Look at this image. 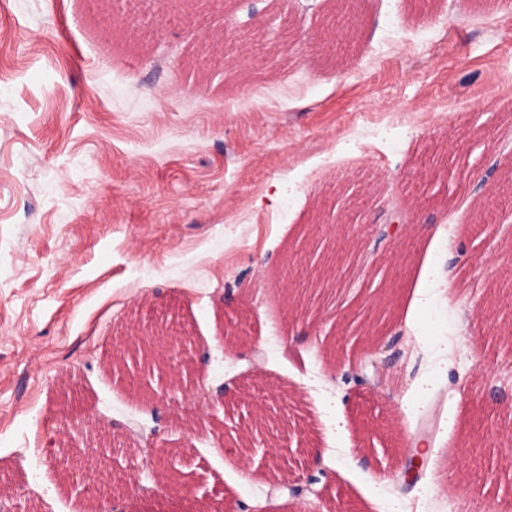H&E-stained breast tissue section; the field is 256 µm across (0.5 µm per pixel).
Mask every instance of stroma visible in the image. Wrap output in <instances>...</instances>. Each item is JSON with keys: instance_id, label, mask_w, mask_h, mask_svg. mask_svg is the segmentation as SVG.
<instances>
[{"instance_id": "35a3bbf8", "label": "stroma", "mask_w": 512, "mask_h": 512, "mask_svg": "<svg viewBox=\"0 0 512 512\" xmlns=\"http://www.w3.org/2000/svg\"><path fill=\"white\" fill-rule=\"evenodd\" d=\"M324 0H226L198 21L160 0L135 20L106 0H0V471L11 512H85L89 493L53 459L96 419L133 427L114 467L128 491L108 512H187L149 469L174 450L224 512H457L459 499L512 512V214L481 235L478 182L512 166V7L505 0H358L365 19L333 60L296 45L266 61L203 66L209 30L271 11L315 29ZM469 143L467 153L451 139ZM365 182V249L344 271L327 342L290 319L285 248L334 199L337 174ZM431 184L420 237L381 238L393 210ZM389 366L343 382L367 348L348 323L378 292ZM176 313L203 383L170 394L165 423L111 374L113 338ZM248 337L222 338L237 315ZM73 375L83 409L60 418ZM246 393L288 407L298 493L220 444ZM421 446L422 478L398 477Z\"/></svg>"}]
</instances>
